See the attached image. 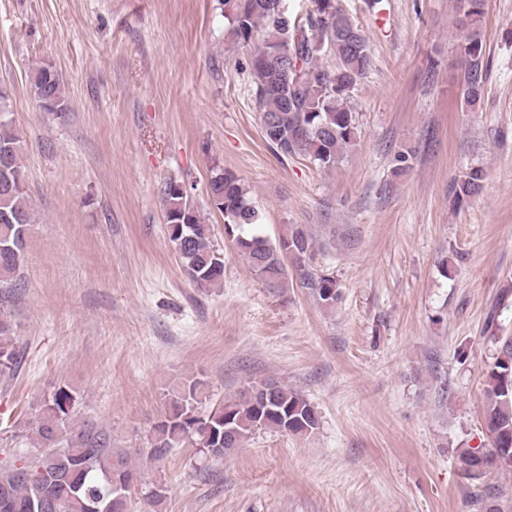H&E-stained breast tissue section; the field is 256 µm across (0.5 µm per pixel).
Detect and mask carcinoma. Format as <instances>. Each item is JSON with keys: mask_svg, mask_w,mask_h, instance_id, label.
<instances>
[{"mask_svg": "<svg viewBox=\"0 0 512 512\" xmlns=\"http://www.w3.org/2000/svg\"><path fill=\"white\" fill-rule=\"evenodd\" d=\"M485 2L459 0L458 6L457 25L464 32L459 44L464 66L462 97L470 109L484 96L489 67L481 32ZM224 5L228 6L229 34L235 41L248 44L255 33L264 32L249 70L261 130L276 129V136L266 135L265 141L282 157L300 156L323 169L335 167L356 142V115L346 101L371 66L365 31L339 6L329 11L320 0H315V9L303 24L288 17L283 0H224ZM318 44L336 57L335 65L319 62ZM30 92L42 111H68L62 80L52 66L35 70ZM9 114L8 96L0 90V151H7L9 157L8 164L0 168V208L13 219L11 224H0V298L17 286L26 231L32 223V203L20 165L23 141L13 133ZM484 179V168L472 167L452 179L448 191L461 203L479 194ZM209 193L215 208L224 213L226 235L257 279L282 290L293 276L314 290L318 304L336 305L340 284L313 272L309 264L313 242L302 225H288V232L274 242L254 232L260 225V212L230 170L213 169ZM164 210L169 239L187 276L199 288L222 282L224 260L212 243L213 229L200 221L179 185H166ZM16 340L11 321L0 310V376L13 375ZM203 397L205 386L197 379L186 381L174 392L163 419L153 428V458L164 457L186 439L204 453L223 458L258 429L307 436L319 424L314 406L302 394L276 382L252 384L205 417L198 412ZM484 397V424L491 447L464 449L458 457L461 474L476 486L490 470L512 462V337L497 341ZM77 403L76 392L67 386L58 387L45 401L36 434L46 451L33 466L31 477H16L14 461L0 464V512H31L30 504L48 505L50 512H90L95 503L107 512H130L127 501L122 510L113 509L111 482L119 473H133L128 458L108 448L104 431L74 427ZM226 426L230 428L227 438Z\"/></svg>", "mask_w": 512, "mask_h": 512, "instance_id": "obj_1", "label": "carcinoma"}]
</instances>
